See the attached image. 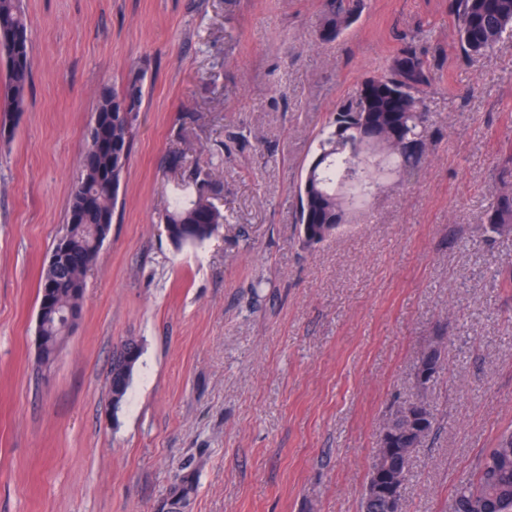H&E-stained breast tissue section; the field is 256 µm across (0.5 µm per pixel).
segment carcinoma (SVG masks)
<instances>
[{"instance_id": "obj_1", "label": "carcinoma", "mask_w": 512, "mask_h": 512, "mask_svg": "<svg viewBox=\"0 0 512 512\" xmlns=\"http://www.w3.org/2000/svg\"><path fill=\"white\" fill-rule=\"evenodd\" d=\"M361 0H322L317 39L324 41L330 35L338 39L359 14ZM454 33L458 43L469 56H483L492 52L503 38L512 32V0H451ZM33 34L20 0H0V34ZM5 55L6 82L0 102L3 112L17 115L30 89L32 76L31 44L23 41L17 49L0 43ZM380 87L399 98L400 112L396 118L394 139L382 147L384 170L412 172L418 157L406 151L410 142L427 144L431 135L425 112L424 95L431 84L427 63L411 44L401 48L388 67L375 76ZM118 98L130 101L127 114L115 115L112 125L106 127L112 137V154L99 152L95 144L87 142L82 156L80 173L71 188L69 213L83 218L72 228H65L70 253L64 266L45 268L38 291V302H47L62 310H80L87 287V273L92 268L100 248L96 232L103 230L100 218H113L117 194L110 179L121 181L131 161L135 131L145 98L144 75L131 69L121 83L120 90L105 87L101 90L96 112H107L111 102ZM381 100L362 101L356 97L340 102L329 120L317 134V146L308 168L311 175H302L296 186L297 213L300 238L303 245L315 247L336 236L343 225L336 223V215L346 212V206L357 203L380 187V173L368 168L356 182L343 192L338 191L346 171L356 164L363 153L359 138L353 129L366 128L375 135L388 132L383 119ZM210 187L187 202H175L164 217L171 225L172 247L179 251L188 244L201 243L216 234L224 224V212L213 202ZM93 196L95 210L82 212L84 195ZM485 232L499 237L512 236V155L502 159L491 191V199L483 213ZM66 340L63 324L53 320L41 326V344L38 365L48 366ZM130 385L123 377L110 373L111 401L125 403ZM425 426L410 451H403V443L396 440L390 466L399 471L401 480L411 477L413 458L433 434L437 416L433 407L425 410ZM451 512H512V431L501 433L493 447L479 456L473 470L454 487Z\"/></svg>"}]
</instances>
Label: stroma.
I'll list each match as a JSON object with an SVG mask.
<instances>
[{
  "instance_id": "obj_1",
  "label": "stroma",
  "mask_w": 512,
  "mask_h": 512,
  "mask_svg": "<svg viewBox=\"0 0 512 512\" xmlns=\"http://www.w3.org/2000/svg\"><path fill=\"white\" fill-rule=\"evenodd\" d=\"M33 69L0 115V512H360L391 404L440 429L403 512H448L512 430V237L480 230L512 146V36L466 56L450 0H362L335 42L321 0H22ZM432 66V139L336 238L305 247L294 190L339 102L408 39ZM145 74L135 153L82 317L37 364L41 275L102 87ZM203 170L224 223L174 250L161 216ZM445 368L418 391L431 336ZM142 354L109 415L112 351Z\"/></svg>"
}]
</instances>
